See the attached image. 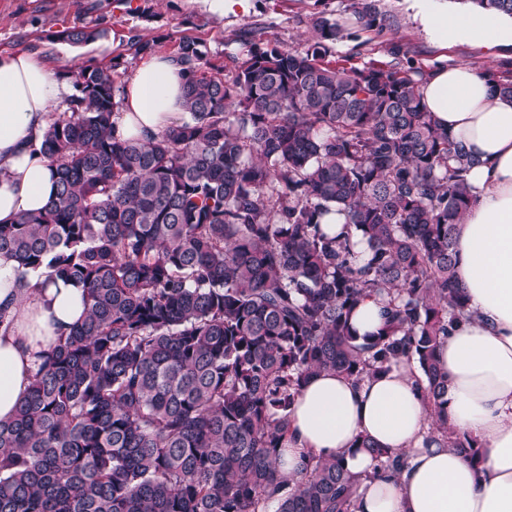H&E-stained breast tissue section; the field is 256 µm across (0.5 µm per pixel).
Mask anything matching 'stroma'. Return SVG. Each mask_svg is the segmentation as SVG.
I'll return each instance as SVG.
<instances>
[{
	"label": "stroma",
	"mask_w": 512,
	"mask_h": 512,
	"mask_svg": "<svg viewBox=\"0 0 512 512\" xmlns=\"http://www.w3.org/2000/svg\"><path fill=\"white\" fill-rule=\"evenodd\" d=\"M354 0H252L248 14L216 19L201 0H155L156 17L145 23L128 14L116 0H0V52L29 50L49 62L56 74L76 70L87 61L109 66L113 57L122 56V66L114 72L116 87L139 64L128 45L131 32L158 39V52L173 53L181 36L197 38L212 62L223 65L224 80H231L233 58L241 56L244 46L240 34L255 31L265 40H276L296 48L310 35L313 18L323 16L338 21L345 37L333 44L331 57L346 59L359 66L372 61L393 63V45L408 50L416 66L427 69L438 63L467 62L477 67L512 62V46L488 52L465 43L448 47L429 41L412 20L407 0H372L385 27L382 32L357 31L352 27ZM104 17L107 35L85 47L52 40L54 31L78 22Z\"/></svg>",
	"instance_id": "1"
}]
</instances>
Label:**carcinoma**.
<instances>
[{
	"instance_id": "1",
	"label": "carcinoma",
	"mask_w": 512,
	"mask_h": 512,
	"mask_svg": "<svg viewBox=\"0 0 512 512\" xmlns=\"http://www.w3.org/2000/svg\"><path fill=\"white\" fill-rule=\"evenodd\" d=\"M145 22L150 0H116ZM512 18V0H468ZM354 23L383 30L368 0ZM288 49L243 32L230 81L196 39L173 52L186 74L187 120L146 141L114 136L112 71L84 64L50 115L40 151L56 194L0 224V253L79 281L88 309L0 422V512H352L356 480L341 458L310 457L290 484L278 469L289 417L319 371L356 382L401 357L436 429L448 431V376L437 348L467 315L455 231L479 160L426 112L422 69L328 60L342 26L312 20ZM104 22L54 32L69 45ZM135 54L157 41L129 37ZM512 98V73L489 71ZM336 212L367 253L331 235ZM388 297L380 331L358 342L350 314ZM373 475L401 460L366 437Z\"/></svg>"
}]
</instances>
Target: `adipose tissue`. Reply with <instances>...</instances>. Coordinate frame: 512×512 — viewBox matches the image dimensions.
Returning <instances> with one entry per match:
<instances>
[{
	"instance_id": "ef3b65f1",
	"label": "adipose tissue",
	"mask_w": 512,
	"mask_h": 512,
	"mask_svg": "<svg viewBox=\"0 0 512 512\" xmlns=\"http://www.w3.org/2000/svg\"><path fill=\"white\" fill-rule=\"evenodd\" d=\"M411 7L436 43L512 44V26L494 13L451 14L428 0ZM185 79L172 56L147 55L120 93L117 135L145 140L180 124ZM420 92L435 122L481 160L468 175L473 201L456 226L455 273L471 314L443 340L438 360L448 376V425L475 437L482 455L471 461L444 441L417 388L418 363L404 357L360 382L314 374L294 405L279 470L296 481L305 454L342 457L361 479L355 512H512V99L464 62L432 68ZM60 94L37 55L0 53V224L42 210L55 193L38 147ZM87 308L83 284L23 274L0 253V421L14 417L44 353ZM362 437L399 456L401 469L370 479L374 462L356 446Z\"/></svg>"
}]
</instances>
